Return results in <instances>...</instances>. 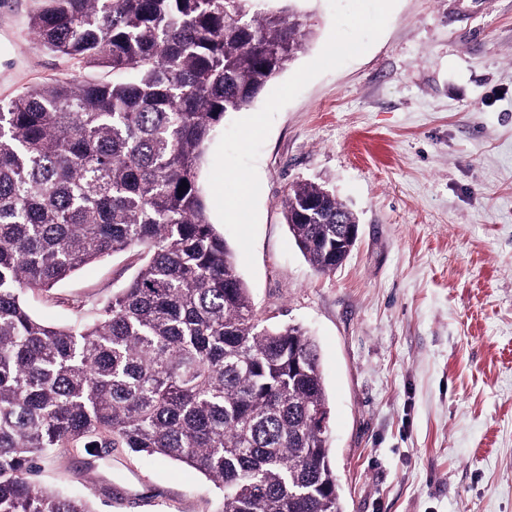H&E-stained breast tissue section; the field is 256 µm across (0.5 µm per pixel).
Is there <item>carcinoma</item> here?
<instances>
[{"label": "carcinoma", "mask_w": 512, "mask_h": 512, "mask_svg": "<svg viewBox=\"0 0 512 512\" xmlns=\"http://www.w3.org/2000/svg\"><path fill=\"white\" fill-rule=\"evenodd\" d=\"M254 0H42L44 49L112 70L0 101V512H96L33 481L58 448H128L180 462L220 490L216 512H341L318 347L257 319L199 181L229 112L306 49L291 6ZM184 191H178L182 183ZM320 273L324 243L357 221L326 185L284 200ZM129 252L120 290L66 327L29 293Z\"/></svg>", "instance_id": "carcinoma-1"}]
</instances>
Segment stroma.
I'll use <instances>...</instances> for the list:
<instances>
[{"label":"stroma","mask_w":512,"mask_h":512,"mask_svg":"<svg viewBox=\"0 0 512 512\" xmlns=\"http://www.w3.org/2000/svg\"><path fill=\"white\" fill-rule=\"evenodd\" d=\"M40 0H0V100L55 78L107 79L42 49ZM313 31L329 0H296ZM256 169V315L316 339L342 512H512V0H397L360 57L314 78L275 117ZM325 182L357 216L355 249L321 274L282 214L289 187ZM137 267L85 265L30 312L68 325ZM38 482L98 512H214L220 492L179 463L59 448Z\"/></svg>","instance_id":"35a3bbf8"}]
</instances>
